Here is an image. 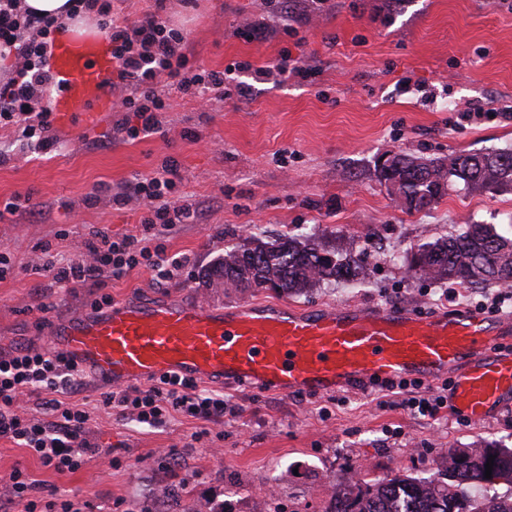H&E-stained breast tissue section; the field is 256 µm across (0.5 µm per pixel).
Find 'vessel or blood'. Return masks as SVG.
I'll use <instances>...</instances> for the list:
<instances>
[{"label": "vessel or blood", "mask_w": 512, "mask_h": 512, "mask_svg": "<svg viewBox=\"0 0 512 512\" xmlns=\"http://www.w3.org/2000/svg\"><path fill=\"white\" fill-rule=\"evenodd\" d=\"M57 124L94 123L111 108L112 44L65 37L50 50ZM512 323L467 310L422 317L398 307L347 304L307 312L243 304L121 303L51 328L62 351L100 382L119 386L177 374L285 395L330 394L386 381L453 379L451 410L488 419L512 396Z\"/></svg>", "instance_id": "vessel-or-blood-1"}]
</instances>
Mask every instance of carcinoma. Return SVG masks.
Wrapping results in <instances>:
<instances>
[{
	"instance_id": "obj_1",
	"label": "carcinoma",
	"mask_w": 512,
	"mask_h": 512,
	"mask_svg": "<svg viewBox=\"0 0 512 512\" xmlns=\"http://www.w3.org/2000/svg\"><path fill=\"white\" fill-rule=\"evenodd\" d=\"M398 164L400 169L392 174L377 177L400 180L402 204L409 211L438 203L455 182L468 191L512 190L511 151L459 154L446 162L400 154ZM410 264L429 280H455L469 287L512 283V238L490 224H469L460 236L419 245ZM358 275L351 251L315 237L285 234L274 242L242 240L203 270L201 281L207 288L222 283L236 290L271 283L277 291L298 293ZM491 456L493 470L487 479L485 464ZM500 484L509 492H496ZM324 512H512V448H450L442 477L355 481L334 492Z\"/></svg>"
}]
</instances>
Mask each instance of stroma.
Returning a JSON list of instances; mask_svg holds the SVG:
<instances>
[{
	"label": "stroma",
	"instance_id": "35a3bbf8",
	"mask_svg": "<svg viewBox=\"0 0 512 512\" xmlns=\"http://www.w3.org/2000/svg\"><path fill=\"white\" fill-rule=\"evenodd\" d=\"M159 14L184 29L191 62L222 71L269 65L281 52L304 57L312 82H246V96L200 103L166 87L161 130L129 139L109 112L94 126L55 127L56 145L31 152L18 131L0 126V250L14 273L0 280V353L40 347L49 329L96 303L188 301L297 310L343 304L403 306L427 315L473 310L483 288L420 279L408 264L417 244L453 237L465 225L512 235V191L449 192L406 211L375 175L385 151L422 159L512 149V120L477 108L512 107V0H112L111 18L131 24ZM263 39L249 38L255 26ZM176 160L181 204L195 214L157 238L182 259L160 284L140 265L94 288L58 287L49 265L74 239L142 235L144 204L113 201L119 186ZM316 236L359 254L361 274L301 294L271 290L216 295L200 272L225 248L255 235ZM109 386L85 378L77 394L90 414L86 439L108 452L60 475L12 440L0 439V494L14 468L40 483L43 500H71L86 512H323L355 466L370 478H434L445 448L512 447V401L475 422L441 409L414 415L401 395L346 388L330 395H282L227 385L241 413L214 424L180 416L159 428L107 408ZM175 461H168V454Z\"/></svg>",
	"mask_w": 512,
	"mask_h": 512
}]
</instances>
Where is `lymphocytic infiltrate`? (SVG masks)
<instances>
[{
  "label": "lymphocytic infiltrate",
  "mask_w": 512,
  "mask_h": 512,
  "mask_svg": "<svg viewBox=\"0 0 512 512\" xmlns=\"http://www.w3.org/2000/svg\"><path fill=\"white\" fill-rule=\"evenodd\" d=\"M77 6L95 16L112 43L117 77L128 88L127 95L112 109L123 115L134 113L138 120L134 126L124 118L120 120L128 138L157 132V114L166 108L155 89L159 77L175 80L181 92L197 97L211 92L221 98L231 90L245 95L243 85L225 88L223 72L191 64L182 29L166 19L150 14L134 24L119 26L110 18L108 0H77ZM57 29L56 19L32 13L23 0H0V57L16 59L14 69L0 75V125L16 126L28 146L41 152L55 144L49 107L55 78L47 54ZM178 177L176 163L169 162L126 183L114 200L149 206L151 215L143 220L145 236L104 235L96 241H82L65 263L52 267L54 281L63 288H77L104 275L121 278L140 265L150 267L156 280L170 279L179 261L153 247L148 232L190 217L189 208L173 198ZM83 376V369L61 354L32 347L1 354L0 437L13 440L60 475L76 472L99 458L100 450L82 437L89 414L71 399L80 390ZM28 393L40 394L43 417H36L22 405L21 398ZM103 404L151 427L162 426L177 415L216 424L223 422L225 415L239 413L223 394L176 375L163 376L145 389L117 388L105 396ZM38 487L26 470L14 469L6 493L0 497V512H12L16 507L22 512H75L68 500L42 502L35 495Z\"/></svg>",
  "instance_id": "lymphocytic-infiltrate-1"
}]
</instances>
